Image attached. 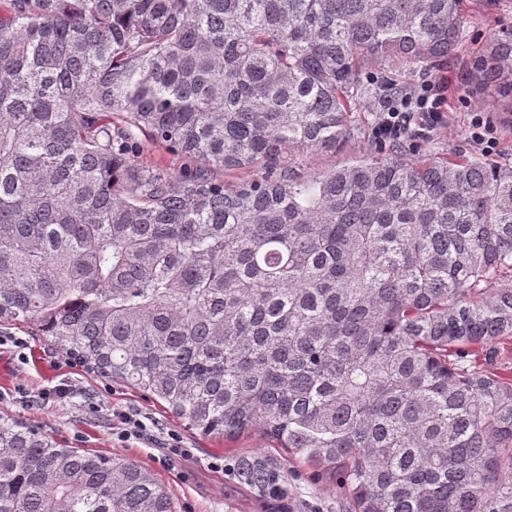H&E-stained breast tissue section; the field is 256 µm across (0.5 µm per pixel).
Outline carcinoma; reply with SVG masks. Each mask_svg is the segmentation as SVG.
<instances>
[{
  "mask_svg": "<svg viewBox=\"0 0 512 512\" xmlns=\"http://www.w3.org/2000/svg\"><path fill=\"white\" fill-rule=\"evenodd\" d=\"M465 21L464 0H0V329L202 436L262 428L344 512H512V169L391 144L298 172ZM490 84L512 98V29L471 62ZM139 132L205 167L140 165ZM0 512L175 502L0 416Z\"/></svg>",
  "mask_w": 512,
  "mask_h": 512,
  "instance_id": "obj_1",
  "label": "carcinoma"
}]
</instances>
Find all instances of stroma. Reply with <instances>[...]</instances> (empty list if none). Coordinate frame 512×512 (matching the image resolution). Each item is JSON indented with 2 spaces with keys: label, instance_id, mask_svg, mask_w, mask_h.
Listing matches in <instances>:
<instances>
[{
  "label": "stroma",
  "instance_id": "obj_1",
  "mask_svg": "<svg viewBox=\"0 0 512 512\" xmlns=\"http://www.w3.org/2000/svg\"><path fill=\"white\" fill-rule=\"evenodd\" d=\"M466 37L456 57L434 78L448 84V124L430 138L406 141L404 156L419 161L431 156H481L469 138L470 114L488 113L499 137L489 160L512 167V101L490 93L468 94L466 65L482 53L490 36L512 25V0H466ZM374 103H363L356 114L359 134L340 149L309 153L305 176L352 163L373 149ZM62 345L47 336L16 326L0 331V415L37 427L69 448H89L117 455L152 470L175 496L176 512H343L337 485L318 475L303 460L289 456L256 428L234 440L205 437L189 431L164 404L143 392L88 371L62 355ZM67 396H58L61 387ZM143 423L140 434L126 435L122 415ZM187 448V456L172 455L171 446ZM263 455L272 462L285 491L284 501L268 491L253 489L239 479L242 461Z\"/></svg>",
  "mask_w": 512,
  "mask_h": 512
}]
</instances>
